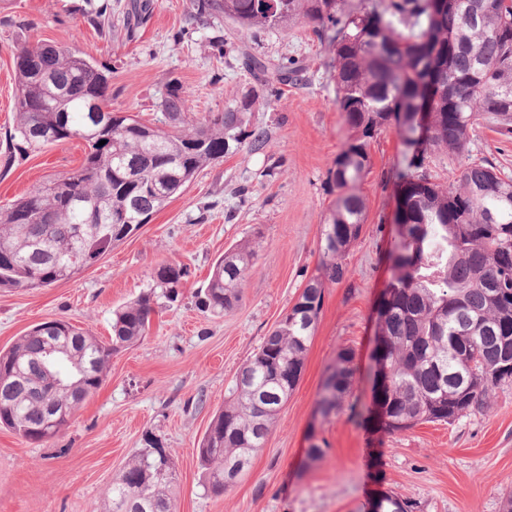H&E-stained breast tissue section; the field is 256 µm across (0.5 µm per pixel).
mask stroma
<instances>
[{"label":"stroma","instance_id":"stroma-1","mask_svg":"<svg viewBox=\"0 0 512 512\" xmlns=\"http://www.w3.org/2000/svg\"><path fill=\"white\" fill-rule=\"evenodd\" d=\"M124 2L0 0V206L84 157L76 140L24 156L10 148L13 50L20 43H52L110 62L113 111L151 123L162 117L160 92L172 79L183 85L186 109L198 120L256 90L241 65L245 49L271 69L297 60L306 79L251 112V123L269 131L262 153L244 148L206 167L78 277L38 290L0 288L6 349L53 319L108 338L113 309L146 289L156 268L177 263L191 272L180 302L156 313L148 335L113 356L101 388L62 432L34 443L0 429V512H103L113 476L150 438L172 452L179 476L174 512H365L383 492L414 502L415 512H502L504 495L512 494V386L495 389L487 408L454 423L396 434L368 431L346 411L315 416L322 380L344 346L356 353L353 399L362 412L372 406L367 368L395 234L391 176L403 150L392 127L371 144V168L359 187L366 203L361 234L346 256L345 279L325 290L295 390L250 476L217 498L203 491L198 445L211 420L239 369L318 273L321 234L336 200L329 171L348 129L336 107L334 52L304 23L250 33L221 14L191 19L192 0H152L136 41H126L118 27L99 34L91 18H117ZM468 155L512 174V137L494 123L477 125ZM245 240L255 257L239 306L223 316L201 310L196 293L212 265ZM313 435L326 454L309 463Z\"/></svg>","mask_w":512,"mask_h":512}]
</instances>
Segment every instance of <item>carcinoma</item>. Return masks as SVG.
<instances>
[{
    "label": "carcinoma",
    "mask_w": 512,
    "mask_h": 512,
    "mask_svg": "<svg viewBox=\"0 0 512 512\" xmlns=\"http://www.w3.org/2000/svg\"><path fill=\"white\" fill-rule=\"evenodd\" d=\"M273 2L272 13L263 0H193V17L220 13L257 31L287 20L307 24L334 51L336 106L350 134L331 171L336 203L322 231L320 272L240 368L199 448L203 487L214 497L250 472L297 386L325 288L345 278L344 257L364 223L366 204L356 187L370 169L369 148L391 124L405 151L392 173L400 230L390 242L378 315L387 384L372 387L376 429L395 434L446 423L450 415L456 421L512 383L503 359V348L512 349V275L505 287L492 288L505 254L512 255V175L471 160L444 185L429 169L436 151L464 154L482 115L501 135H512V0H377L360 11L345 9L343 0ZM150 10V0H129L126 40L137 39ZM242 58L269 103L304 71L293 61L271 79L258 56ZM111 74L108 64L76 51L18 45L14 149L25 155L77 140L85 156L78 168L0 208L1 287L35 290L76 277L125 239L115 225L140 228L208 165L244 145L254 153L267 145V131L250 125L256 92L197 121L187 116L181 82L172 79L159 102L161 124L148 125L112 111ZM36 93L45 99L38 112L29 102ZM421 101L425 136L414 140ZM253 258L246 243L226 250L209 272L202 306L233 311ZM187 275L180 264L159 267L149 288L113 311L106 340L51 320L0 349V428L31 442L56 436L101 387L111 357L147 335L159 301H179ZM354 359L352 347L338 350L322 380L321 416L355 411ZM177 480L172 455L161 461L154 447L139 448L112 478L104 512H173ZM413 508L386 493L368 512Z\"/></svg>",
    "instance_id": "obj_1"
}]
</instances>
